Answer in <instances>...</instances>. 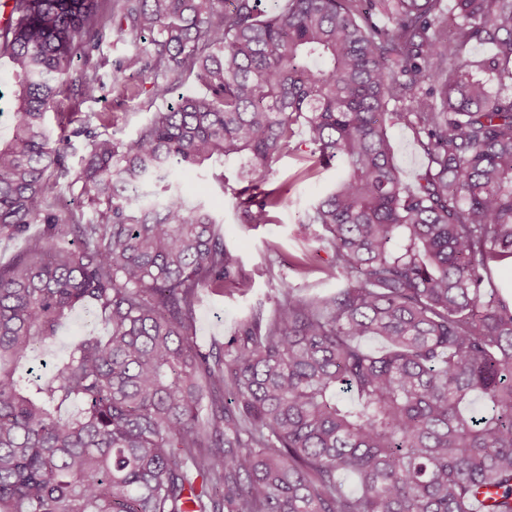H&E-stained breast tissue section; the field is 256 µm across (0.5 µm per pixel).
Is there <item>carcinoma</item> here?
Here are the masks:
<instances>
[{
	"label": "carcinoma",
	"instance_id": "cac0c4a2",
	"mask_svg": "<svg viewBox=\"0 0 512 512\" xmlns=\"http://www.w3.org/2000/svg\"><path fill=\"white\" fill-rule=\"evenodd\" d=\"M224 2L114 0L106 26L96 0H15L0 31V234L43 225L0 264V512H473L481 495L512 512V292L489 287L512 262V0ZM107 35L134 47L114 65L125 92L193 89L129 143L82 124L73 176L45 118L74 58L86 92L103 85L90 56ZM395 123L428 158L412 185ZM288 155L304 179L343 162L305 214L338 288L284 281L269 315L206 351L189 333L201 294L248 284L177 178L205 167L223 186L230 163L239 223L270 224ZM78 306L107 335L44 380L27 362ZM10 66L6 56L0 55V88L4 92V98L0 102L2 113L0 114V138L7 139L11 136V101L10 86L8 85Z\"/></svg>",
	"mask_w": 512,
	"mask_h": 512
}]
</instances>
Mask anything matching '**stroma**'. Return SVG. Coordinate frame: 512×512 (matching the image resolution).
Instances as JSON below:
<instances>
[{"label":"stroma","instance_id":"1","mask_svg":"<svg viewBox=\"0 0 512 512\" xmlns=\"http://www.w3.org/2000/svg\"><path fill=\"white\" fill-rule=\"evenodd\" d=\"M176 94L166 99L153 96L151 85H143L135 96L122 93L119 87L110 85L94 96L81 94L72 89L67 102L73 127H80L86 116L105 113L112 120L111 132L125 142L136 138L139 129L147 123L154 110L164 101H176ZM389 142L394 161L405 183H414L427 160L419 148L412 129L401 124L388 128ZM299 167L295 156L282 158L274 167L267 182L268 187L286 192L289 203L280 210L272 224L244 225L238 223L233 209L230 191L221 189L209 174L196 171L182 175L179 184L182 192L203 202L223 219L222 231L226 245L233 249L240 260L239 275L248 284L241 291L233 285H225L223 292L202 294L196 309L193 334L205 348L223 347L240 320L250 317L256 310L271 312L275 306L281 281H288L297 295L305 297L335 292L334 279L325 277L322 266L330 261L332 252L318 239V226L305 223L304 213L336 180L341 161H334L330 170L318 178L298 181L294 174ZM306 256L313 267L312 273L303 274L292 269L290 262ZM103 334L104 329L91 309L84 308L72 314L59 330L58 335L41 350L45 369L65 355L69 348L88 332Z\"/></svg>","mask_w":512,"mask_h":512}]
</instances>
